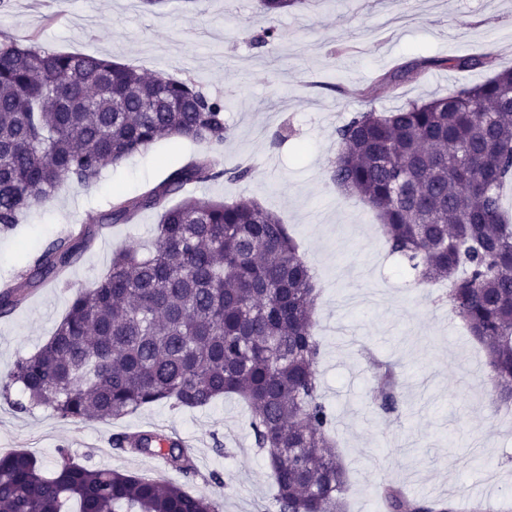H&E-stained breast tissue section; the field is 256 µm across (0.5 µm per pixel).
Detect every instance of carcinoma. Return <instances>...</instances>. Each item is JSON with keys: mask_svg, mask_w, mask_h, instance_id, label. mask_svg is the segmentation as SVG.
<instances>
[{"mask_svg": "<svg viewBox=\"0 0 512 512\" xmlns=\"http://www.w3.org/2000/svg\"><path fill=\"white\" fill-rule=\"evenodd\" d=\"M307 0H258L275 14ZM487 55L437 58L425 67L471 70ZM224 102L188 81L112 60L0 42V233L45 205L66 182L93 185L163 139L224 145ZM329 178L376 213L390 251L419 284L448 282V307L485 350L500 402L512 404V224L499 189L512 175V68L444 95L385 112H357L336 128ZM238 180L197 158L146 192L118 198L102 224L160 212L151 249L125 248L79 292L52 336L19 358L11 384L21 412L51 409L66 421L117 419L166 402L209 406L228 394L249 407L265 453L276 512H345L346 470L333 413L319 393L314 336L317 283L280 219L254 200L185 197V186ZM90 226L58 238L0 293V316L58 280L91 242ZM371 404L397 410L393 367L373 362ZM113 449L162 455L190 481L192 455L159 431L118 433ZM385 512H456L381 484ZM0 512H222L212 498L63 458L49 477L25 452L0 456Z\"/></svg>", "mask_w": 512, "mask_h": 512, "instance_id": "carcinoma-1", "label": "carcinoma"}]
</instances>
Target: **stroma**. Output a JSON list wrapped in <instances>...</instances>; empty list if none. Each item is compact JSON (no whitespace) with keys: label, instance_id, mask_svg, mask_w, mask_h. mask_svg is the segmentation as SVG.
<instances>
[{"label":"stroma","instance_id":"35a3bbf8","mask_svg":"<svg viewBox=\"0 0 512 512\" xmlns=\"http://www.w3.org/2000/svg\"><path fill=\"white\" fill-rule=\"evenodd\" d=\"M274 27L276 40L251 45L245 31ZM109 59L135 69L189 80L221 98L229 135L215 149L165 140L95 185L64 184L46 206L0 233V282L20 274L28 256L81 224L97 223L113 199L133 197L192 157L215 169L250 168L242 181L221 178L188 186L187 194L231 201L250 198L277 213L299 242L320 296L315 334L321 342L320 394L334 414L333 432L348 478V512H384L379 483L409 496L454 494L462 502L486 495L484 469L500 473L493 498L512 512V431L496 401L485 355L441 297V285L391 288L385 303L350 306L381 275L403 276L372 209L334 185L329 169L339 150L336 129L366 107L383 111L463 84H477L512 67V0H314L277 15L256 0H0V41ZM488 56L474 70L428 69L397 88L383 76L426 57ZM159 215L146 210L130 224H110L101 242L44 285L11 315L0 317V448L34 454L45 469L60 450L92 467L184 483L189 492L221 502L223 512H255L272 498L264 456L255 448L248 410L237 396L202 409L159 402L119 419L82 423L51 410L14 411L10 373L51 336L78 290L108 269L128 245L146 246ZM393 365L400 391L393 414L373 410L369 358ZM158 425L195 444L198 474L157 467L148 457L111 450L113 434Z\"/></svg>","mask_w":512,"mask_h":512}]
</instances>
